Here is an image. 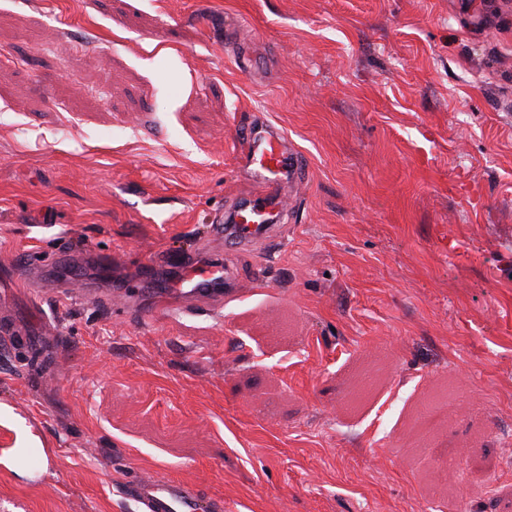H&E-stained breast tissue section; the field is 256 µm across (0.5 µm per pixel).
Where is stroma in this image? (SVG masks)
Instances as JSON below:
<instances>
[{
  "label": "stroma",
  "mask_w": 512,
  "mask_h": 512,
  "mask_svg": "<svg viewBox=\"0 0 512 512\" xmlns=\"http://www.w3.org/2000/svg\"><path fill=\"white\" fill-rule=\"evenodd\" d=\"M305 161L223 309L112 302L253 190L252 120ZM79 303L16 278L32 251ZM0 512H499L512 494V0H0ZM440 448L466 466H431ZM127 498L137 507V512H227L230 507L223 498L207 497L206 508L201 507L203 493L200 489L179 481H154L141 479L125 483Z\"/></svg>",
  "instance_id": "stroma-1"
}]
</instances>
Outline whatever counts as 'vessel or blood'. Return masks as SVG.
Segmentation results:
<instances>
[{
  "mask_svg": "<svg viewBox=\"0 0 512 512\" xmlns=\"http://www.w3.org/2000/svg\"><path fill=\"white\" fill-rule=\"evenodd\" d=\"M238 151L252 168L255 191L227 211H216L213 240H227L236 247L267 243L277 238L279 223L293 202L291 191L301 183L296 151L273 125L238 129ZM236 282L223 265L213 262L183 264L170 287L162 289L152 306L159 313L174 297L188 309H206L238 296ZM127 498L137 512H228L222 498L204 497L201 490L175 480L141 479L124 484Z\"/></svg>",
  "mask_w": 512,
  "mask_h": 512,
  "instance_id": "obj_1",
  "label": "vessel or blood"
}]
</instances>
